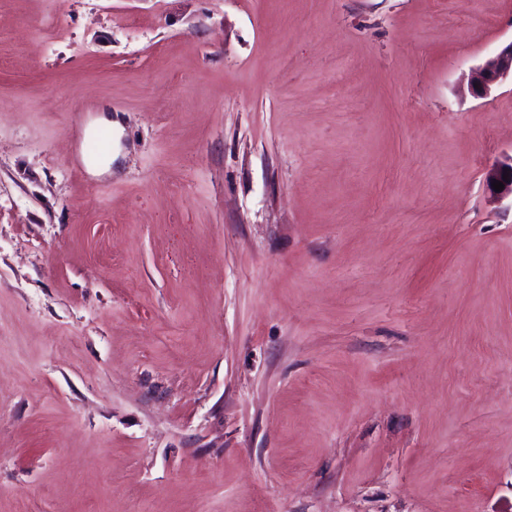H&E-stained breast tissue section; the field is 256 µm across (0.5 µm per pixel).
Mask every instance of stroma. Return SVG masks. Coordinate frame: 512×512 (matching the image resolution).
<instances>
[{
    "mask_svg": "<svg viewBox=\"0 0 512 512\" xmlns=\"http://www.w3.org/2000/svg\"><path fill=\"white\" fill-rule=\"evenodd\" d=\"M509 40L512 0H0V512H512V84L467 90ZM504 174H509L508 181L503 179ZM494 180L504 184L501 192H496L492 187ZM485 186L490 195L497 200L510 198L512 203V155L504 156L485 171Z\"/></svg>",
    "mask_w": 512,
    "mask_h": 512,
    "instance_id": "35a3bbf8",
    "label": "stroma"
}]
</instances>
